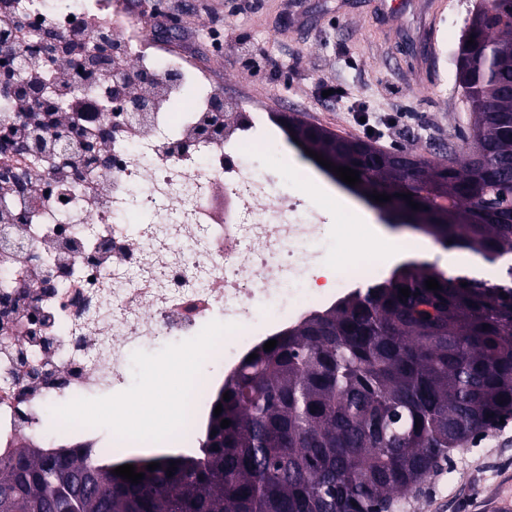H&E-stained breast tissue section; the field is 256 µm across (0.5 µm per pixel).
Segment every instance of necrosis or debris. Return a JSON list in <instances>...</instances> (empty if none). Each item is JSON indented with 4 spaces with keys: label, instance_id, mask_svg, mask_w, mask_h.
Here are the masks:
<instances>
[{
    "label": "necrosis or debris",
    "instance_id": "obj_1",
    "mask_svg": "<svg viewBox=\"0 0 512 512\" xmlns=\"http://www.w3.org/2000/svg\"><path fill=\"white\" fill-rule=\"evenodd\" d=\"M29 23L18 42L59 44L72 17L114 34L113 56L144 55L152 35L98 0H14ZM207 76L166 83L142 112H102L90 168L64 167L80 133L60 136L47 155L29 148L0 161L10 212L0 224V460L22 445L46 453L109 452L135 459L151 442L123 425L118 409L133 350L168 344L193 354L191 377L166 445L197 455L217 394L268 340L348 295L359 269L315 273L329 235L320 213L280 190L267 171L280 162L276 129L263 113L239 112L218 134L192 119L210 96ZM224 187L211 206L213 183ZM51 198L32 205L36 185Z\"/></svg>",
    "mask_w": 512,
    "mask_h": 512
}]
</instances>
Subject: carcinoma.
I'll use <instances>...</instances> for the list:
<instances>
[{
	"label": "carcinoma",
	"instance_id": "1",
	"mask_svg": "<svg viewBox=\"0 0 512 512\" xmlns=\"http://www.w3.org/2000/svg\"><path fill=\"white\" fill-rule=\"evenodd\" d=\"M457 81L473 121L466 153L444 163L379 152L296 113L280 122L289 140L359 171L365 193L391 196L381 214L493 261L512 254V0L472 20ZM430 277L441 289L426 288ZM224 391L200 453L132 460L138 484L110 461L23 449L0 461V496L10 512H393L440 460L512 418V284L404 264L279 334ZM51 465L54 484L42 479Z\"/></svg>",
	"mask_w": 512,
	"mask_h": 512
}]
</instances>
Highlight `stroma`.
Listing matches in <instances>:
<instances>
[{"mask_svg":"<svg viewBox=\"0 0 512 512\" xmlns=\"http://www.w3.org/2000/svg\"><path fill=\"white\" fill-rule=\"evenodd\" d=\"M240 0H158L169 18V49L186 58L202 57L226 112L262 108L276 116L295 112L338 136L363 138L349 106L360 100L379 118L395 122V133L374 141L383 152L400 149L441 162L449 151L463 152L469 136L468 103L456 82L457 50L479 0H446L436 40L428 38L431 0H410L403 16H386V0H253L264 13L288 15L287 30L236 13ZM227 22L236 41L213 48L206 37ZM266 55L270 63L254 71L240 55ZM346 93L323 97L324 87ZM337 188L319 165L294 143L274 178L296 191L305 175ZM142 391L179 395L185 371L167 368L160 354L145 350L134 361ZM512 471V420L451 454L425 493L400 500L396 512H474L500 490V476Z\"/></svg>","mask_w":512,"mask_h":512,"instance_id":"1","label":"stroma"}]
</instances>
